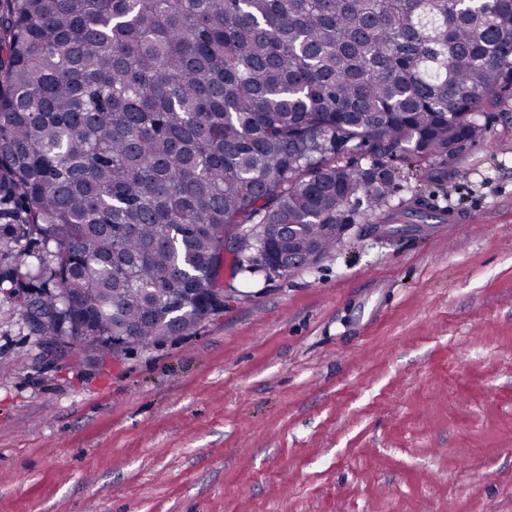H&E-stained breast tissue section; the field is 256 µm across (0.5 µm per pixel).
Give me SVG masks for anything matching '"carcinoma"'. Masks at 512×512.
Wrapping results in <instances>:
<instances>
[{
	"label": "carcinoma",
	"mask_w": 512,
	"mask_h": 512,
	"mask_svg": "<svg viewBox=\"0 0 512 512\" xmlns=\"http://www.w3.org/2000/svg\"><path fill=\"white\" fill-rule=\"evenodd\" d=\"M511 83L512 0H0V289L37 343L180 335L231 231L251 272L433 218L377 217L383 159H452Z\"/></svg>",
	"instance_id": "cac0c4a2"
}]
</instances>
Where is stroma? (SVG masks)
<instances>
[{"instance_id": "obj_1", "label": "stroma", "mask_w": 512, "mask_h": 512, "mask_svg": "<svg viewBox=\"0 0 512 512\" xmlns=\"http://www.w3.org/2000/svg\"><path fill=\"white\" fill-rule=\"evenodd\" d=\"M430 176L450 220L350 236L102 364L0 298V512H512V90Z\"/></svg>"}]
</instances>
